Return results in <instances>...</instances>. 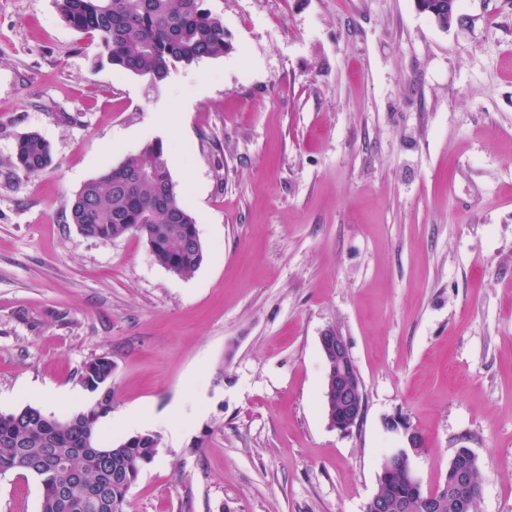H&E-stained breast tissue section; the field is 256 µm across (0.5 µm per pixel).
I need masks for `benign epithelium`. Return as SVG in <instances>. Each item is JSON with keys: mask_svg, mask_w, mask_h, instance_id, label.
Returning <instances> with one entry per match:
<instances>
[{"mask_svg": "<svg viewBox=\"0 0 512 512\" xmlns=\"http://www.w3.org/2000/svg\"><path fill=\"white\" fill-rule=\"evenodd\" d=\"M320 347L331 363L330 372L336 375V385L328 386L327 397H336V402L342 406L336 416L330 417V425L340 431H348L360 422L364 414L365 401L360 391L362 377L350 354L347 341L336 329L328 328L322 332ZM385 428L401 435V446L387 449L382 462L383 477L395 466L412 462L419 455V449L424 447V440L419 433L398 416L386 421ZM469 473L468 460L458 458L450 462L451 488L457 495V505L462 509L466 508L470 495L479 493V487L471 485Z\"/></svg>", "mask_w": 512, "mask_h": 512, "instance_id": "obj_1", "label": "benign epithelium"}]
</instances>
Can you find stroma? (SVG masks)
Here are the masks:
<instances>
[{
  "instance_id": "stroma-1",
  "label": "stroma",
  "mask_w": 512,
  "mask_h": 512,
  "mask_svg": "<svg viewBox=\"0 0 512 512\" xmlns=\"http://www.w3.org/2000/svg\"><path fill=\"white\" fill-rule=\"evenodd\" d=\"M224 56L155 83L112 66L56 0H0V413L183 403L126 512H364L404 418L423 490L457 449L478 512H512V0H206ZM209 84L196 95L193 77ZM172 128L164 158L204 260L188 278L144 237L89 238L75 194ZM27 132L52 163L25 174ZM359 368L365 414L332 428L320 335ZM0 474V512H40ZM426 8L425 13L429 14L437 26L448 25L442 29L447 30L461 20L458 14V4L454 0H421ZM448 20L450 24H448ZM15 166L32 174L48 167L52 162L49 144L35 132L21 136L16 144Z\"/></svg>"
}]
</instances>
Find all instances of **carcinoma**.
<instances>
[{"instance_id": "1", "label": "carcinoma", "mask_w": 512, "mask_h": 512, "mask_svg": "<svg viewBox=\"0 0 512 512\" xmlns=\"http://www.w3.org/2000/svg\"><path fill=\"white\" fill-rule=\"evenodd\" d=\"M62 18L75 30L97 37L110 64L154 81L178 66L224 56L228 44L221 19L205 0H56ZM437 25L448 24V0H422ZM15 166L32 174L52 162L49 144L37 133L21 136ZM66 221L91 238L112 240L135 232L147 240L155 260L188 277L201 265L202 244L193 241L196 224L183 206L164 159L161 143L112 167L75 195ZM112 360L85 365L80 382L98 393L95 405L67 419L51 418L26 405L0 414V473L28 467L41 487L40 512H125L127 494L141 469L151 463L159 440L137 434L110 444L97 425L112 410ZM391 504L408 502V512H425V493L400 470L378 483Z\"/></svg>"}]
</instances>
